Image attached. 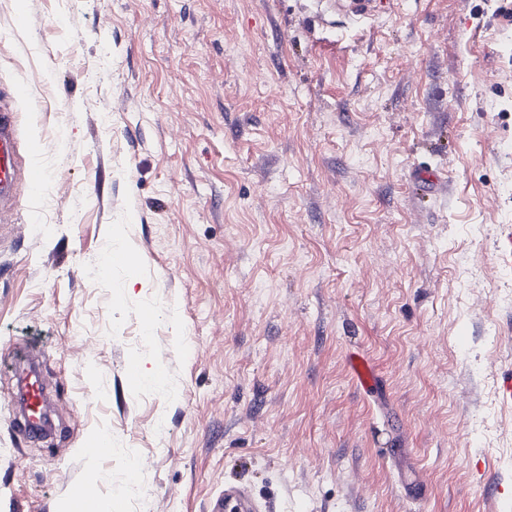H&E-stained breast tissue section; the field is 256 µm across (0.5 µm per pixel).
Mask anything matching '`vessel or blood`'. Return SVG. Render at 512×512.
Wrapping results in <instances>:
<instances>
[{"mask_svg": "<svg viewBox=\"0 0 512 512\" xmlns=\"http://www.w3.org/2000/svg\"><path fill=\"white\" fill-rule=\"evenodd\" d=\"M383 0H310L314 14H322L324 7H331L337 15L364 20L378 12ZM28 178L32 187H39L43 171L35 165L23 164L18 150L15 114L0 102V210L13 205L15 188L20 178ZM348 365L353 380L360 390L373 398L381 396V380L370 360L363 352L355 350L349 355ZM23 416L18 425L24 436L35 438L44 435L42 415L46 395L38 374H27L18 391ZM207 512H264L263 504L255 498L250 486L242 481H228L224 489L213 496Z\"/></svg>", "mask_w": 512, "mask_h": 512, "instance_id": "obj_1", "label": "vessel or blood"}]
</instances>
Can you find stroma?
Returning a JSON list of instances; mask_svg holds the SVG:
<instances>
[{"instance_id": "obj_1", "label": "stroma", "mask_w": 512, "mask_h": 512, "mask_svg": "<svg viewBox=\"0 0 512 512\" xmlns=\"http://www.w3.org/2000/svg\"><path fill=\"white\" fill-rule=\"evenodd\" d=\"M503 8L0 0V90L29 82L20 153L46 174L0 224V512H64L88 485L114 512H205L228 479L275 512H512ZM423 170L443 185L418 193ZM116 235L138 266L90 271ZM25 345L52 399L33 442ZM356 347L391 409L355 386ZM93 433L109 458L84 456ZM326 3L333 9L337 15L355 20H364L378 12L379 6L384 3L383 0H311L310 9L317 16H322L324 10L322 6Z\"/></svg>"}]
</instances>
